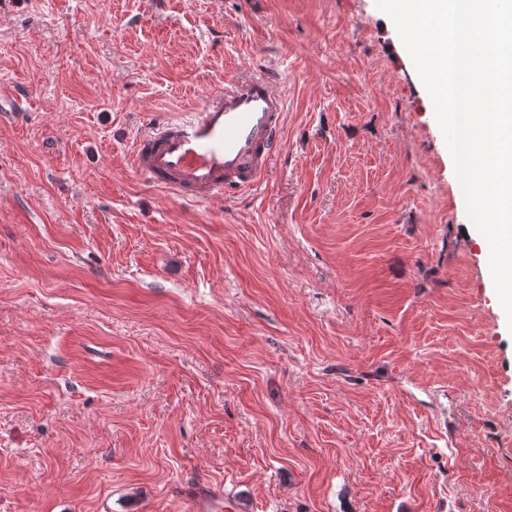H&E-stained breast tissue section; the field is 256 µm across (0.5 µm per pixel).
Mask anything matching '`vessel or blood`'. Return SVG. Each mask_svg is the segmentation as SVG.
<instances>
[{"label": "vessel or blood", "instance_id": "1", "mask_svg": "<svg viewBox=\"0 0 512 512\" xmlns=\"http://www.w3.org/2000/svg\"><path fill=\"white\" fill-rule=\"evenodd\" d=\"M278 84V70L269 67L225 81L181 117L156 118L136 140V176L204 201L257 189L281 146L287 102ZM187 497L193 512H223L230 500L204 484Z\"/></svg>", "mask_w": 512, "mask_h": 512}]
</instances>
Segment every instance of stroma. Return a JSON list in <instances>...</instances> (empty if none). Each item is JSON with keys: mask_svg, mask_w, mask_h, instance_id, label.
Segmentation results:
<instances>
[{"mask_svg": "<svg viewBox=\"0 0 512 512\" xmlns=\"http://www.w3.org/2000/svg\"><path fill=\"white\" fill-rule=\"evenodd\" d=\"M264 65L258 191L134 175ZM1 96L0 512H512V328L375 0H0ZM185 495L194 512H222L230 500L229 494L224 495L223 491L213 490L203 483L192 487Z\"/></svg>", "mask_w": 512, "mask_h": 512, "instance_id": "1", "label": "stroma"}]
</instances>
